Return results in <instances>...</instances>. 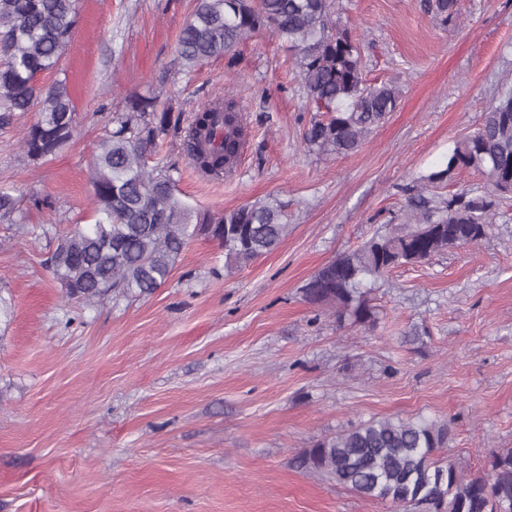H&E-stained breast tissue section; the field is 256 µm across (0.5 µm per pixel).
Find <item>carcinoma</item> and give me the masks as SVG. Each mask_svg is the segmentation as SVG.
I'll list each match as a JSON object with an SVG mask.
<instances>
[{
	"mask_svg": "<svg viewBox=\"0 0 512 512\" xmlns=\"http://www.w3.org/2000/svg\"><path fill=\"white\" fill-rule=\"evenodd\" d=\"M425 8L443 23L457 16L456 0H425ZM340 10L339 0H195L178 36V57L187 72L213 57L231 66L238 44L270 31L288 42L319 111L304 129V146L347 156L396 110L400 89L392 79L367 81L361 44ZM77 21V0H0V124L38 109L23 140L32 161L57 155L72 139L76 113L66 83L45 88L36 78L58 68ZM109 123L91 174L96 221L59 235L47 261L67 297L92 305L154 293L207 226L230 270L274 251L288 235L287 204L275 197L202 213L177 194L176 164L148 166V155L171 139L205 175L219 179L231 171L249 136L236 98L214 101L187 123L155 96H131ZM460 169L485 178V196L409 197L407 224L374 234L320 268L306 284L309 300L337 308L339 320L373 323L358 291L364 279L489 235L497 201L512 194V88L483 112L476 131L455 143L445 168L424 177L426 186ZM0 221L24 223L9 187L0 186ZM447 440V425L434 420L374 418L320 440L301 464L398 512H512V450L492 455L487 471L471 477L437 456Z\"/></svg>",
	"mask_w": 512,
	"mask_h": 512,
	"instance_id": "1",
	"label": "carcinoma"
}]
</instances>
